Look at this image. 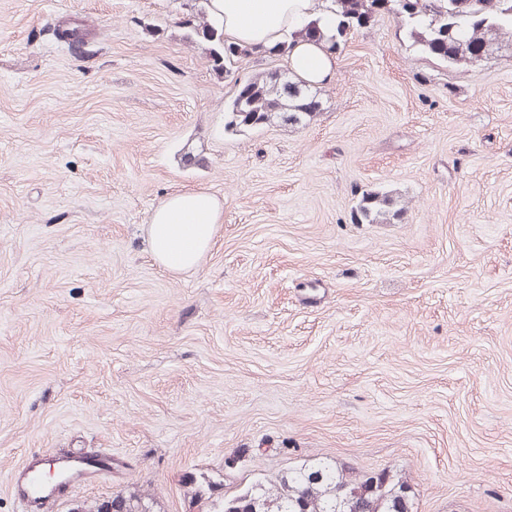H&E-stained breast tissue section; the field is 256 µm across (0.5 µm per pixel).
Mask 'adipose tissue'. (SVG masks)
I'll use <instances>...</instances> for the list:
<instances>
[{"mask_svg": "<svg viewBox=\"0 0 512 512\" xmlns=\"http://www.w3.org/2000/svg\"><path fill=\"white\" fill-rule=\"evenodd\" d=\"M208 12L223 22L225 40L259 49L280 44L317 17L327 31L336 27L335 16L320 13L317 0H209ZM287 63L295 79L310 86L330 83L336 72V56L322 42L295 41ZM222 221V205L209 191L175 193L150 216L152 253L170 272L194 269Z\"/></svg>", "mask_w": 512, "mask_h": 512, "instance_id": "adipose-tissue-1", "label": "adipose tissue"}]
</instances>
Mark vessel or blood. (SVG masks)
<instances>
[{
  "mask_svg": "<svg viewBox=\"0 0 512 512\" xmlns=\"http://www.w3.org/2000/svg\"><path fill=\"white\" fill-rule=\"evenodd\" d=\"M48 467L63 473L64 476L75 472L81 479L91 481L99 474L111 471L112 457L98 452L89 454L61 452L48 457L31 458L21 471L13 488L14 496L23 512H33L42 501L61 497L67 491L69 483L65 479L51 487L43 484L41 472Z\"/></svg>",
  "mask_w": 512,
  "mask_h": 512,
  "instance_id": "b4317fda",
  "label": "vessel or blood"
}]
</instances>
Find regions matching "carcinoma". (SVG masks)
<instances>
[{"label": "carcinoma", "mask_w": 512, "mask_h": 512, "mask_svg": "<svg viewBox=\"0 0 512 512\" xmlns=\"http://www.w3.org/2000/svg\"><path fill=\"white\" fill-rule=\"evenodd\" d=\"M336 15V36L329 49L337 50L354 31L366 28L381 15L398 19L405 35L422 53L450 66L474 65L487 58L491 46L512 35V0H325ZM185 39L205 45V57L218 75L230 76L241 56H286L291 45L254 50L224 40V30L200 11L184 22ZM321 102L287 73L260 72L234 80V92L225 106L224 128L254 129L276 120L303 124L319 111ZM387 192L362 194L355 219L387 223L401 218ZM189 512H414L406 482L391 472L361 471L355 475L320 460L275 477H258L228 493L207 477L188 475ZM120 512H153L154 498L140 492L118 493L92 502L75 500L69 512H108L112 503Z\"/></svg>", "instance_id": "cac0c4a2"}]
</instances>
